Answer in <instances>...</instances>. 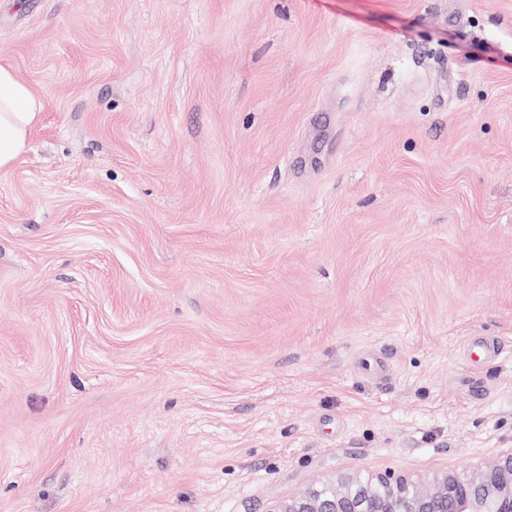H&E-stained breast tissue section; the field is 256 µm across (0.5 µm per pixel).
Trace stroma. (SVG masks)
Listing matches in <instances>:
<instances>
[{"label":"stroma","instance_id":"1","mask_svg":"<svg viewBox=\"0 0 512 512\" xmlns=\"http://www.w3.org/2000/svg\"><path fill=\"white\" fill-rule=\"evenodd\" d=\"M0 63V512L512 448V0H0ZM44 101L10 65L0 64V170L10 168L24 151Z\"/></svg>","mask_w":512,"mask_h":512}]
</instances>
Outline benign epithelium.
<instances>
[{"mask_svg": "<svg viewBox=\"0 0 512 512\" xmlns=\"http://www.w3.org/2000/svg\"><path fill=\"white\" fill-rule=\"evenodd\" d=\"M272 512H512V449L463 474L428 480L342 474L304 488Z\"/></svg>", "mask_w": 512, "mask_h": 512, "instance_id": "1", "label": "benign epithelium"}]
</instances>
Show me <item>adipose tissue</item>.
Returning a JSON list of instances; mask_svg holds the SVG:
<instances>
[{
	"label": "adipose tissue",
	"instance_id": "obj_1",
	"mask_svg": "<svg viewBox=\"0 0 512 512\" xmlns=\"http://www.w3.org/2000/svg\"><path fill=\"white\" fill-rule=\"evenodd\" d=\"M43 110V99L29 83L13 67L0 64V170L17 161Z\"/></svg>",
	"mask_w": 512,
	"mask_h": 512
}]
</instances>
